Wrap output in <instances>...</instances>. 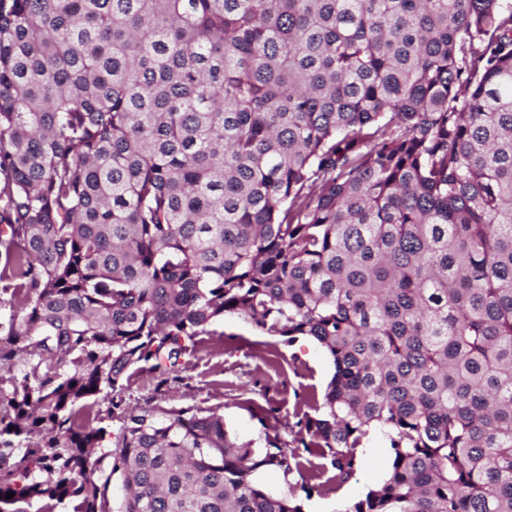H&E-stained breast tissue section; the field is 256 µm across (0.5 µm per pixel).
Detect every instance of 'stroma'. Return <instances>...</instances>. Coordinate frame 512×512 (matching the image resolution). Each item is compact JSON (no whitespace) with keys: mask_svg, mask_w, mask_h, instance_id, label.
<instances>
[{"mask_svg":"<svg viewBox=\"0 0 512 512\" xmlns=\"http://www.w3.org/2000/svg\"><path fill=\"white\" fill-rule=\"evenodd\" d=\"M212 330L188 357L185 384L160 388L149 376L134 377L128 390L131 403L220 405L231 438L251 443L259 452L271 437L291 445L296 395L324 390L332 374L324 350L307 336L288 344L262 335L236 316L214 323ZM389 467V443L379 431H371L355 476L338 491L303 499L304 512H342L379 483Z\"/></svg>","mask_w":512,"mask_h":512,"instance_id":"obj_1","label":"stroma"}]
</instances>
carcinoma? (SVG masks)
<instances>
[{
    "label": "carcinoma",
    "instance_id": "1",
    "mask_svg": "<svg viewBox=\"0 0 512 512\" xmlns=\"http://www.w3.org/2000/svg\"><path fill=\"white\" fill-rule=\"evenodd\" d=\"M226 315L328 355L295 447L127 405ZM372 428L342 512H512V5L0 0V512H112L105 442L121 512H303L258 471ZM362 450V463L355 476L346 482L337 492L319 496L316 493L309 499L300 490L301 478L291 466L288 476L276 468H267L257 473L258 481L273 492H285L294 489L302 500L304 512H336L349 503L361 498L365 492L379 483L390 467L389 443L377 430H372Z\"/></svg>",
    "mask_w": 512,
    "mask_h": 512
}]
</instances>
